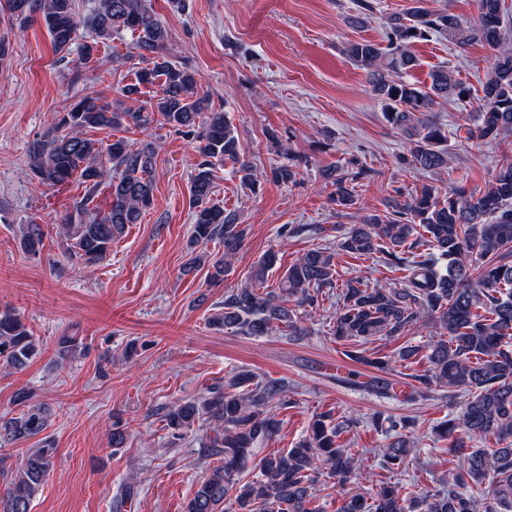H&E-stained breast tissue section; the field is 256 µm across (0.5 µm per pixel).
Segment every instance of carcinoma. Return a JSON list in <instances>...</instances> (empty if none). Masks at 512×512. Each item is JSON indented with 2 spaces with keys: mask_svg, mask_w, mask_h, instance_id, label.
<instances>
[{
  "mask_svg": "<svg viewBox=\"0 0 512 512\" xmlns=\"http://www.w3.org/2000/svg\"><path fill=\"white\" fill-rule=\"evenodd\" d=\"M410 2L404 12L385 21V42L351 41L344 54L365 72L386 120L407 136L409 162L437 172L448 168L450 158L448 134L436 120L435 106L450 96L467 99L470 88L446 66L431 73L428 85L408 81L406 75L418 65L412 47L435 34H453L461 47L477 41L493 52L478 121L467 134L476 140L505 142L512 139V23L502 0H477L478 19L466 29L448 10L431 7L429 0ZM0 10L11 21L40 16L59 52L69 51L79 27H85L91 33V42L81 50L86 63L98 44L128 31L135 36L128 58H138L142 67L135 72L136 81L122 89L123 96L134 99L141 88L159 84L153 100L136 108H117L98 93L87 94L29 147L30 169L39 185H63L73 178L85 185L86 194L59 223L66 253L87 266L100 263L112 242L129 225L140 223L154 203V142L118 138L106 145L89 133L144 131L158 115L190 134L201 129V160L191 181L192 239L222 240L224 256L212 263L210 278L224 279L244 246L247 227L239 224L236 211L210 203L214 162L235 164L242 186L250 190L257 176L224 113L211 109L209 99L199 92L196 72L168 59V30L147 0H98L82 20L76 0H4ZM300 163L299 159L271 167L270 179L295 183ZM368 172L363 166L355 172L342 165L322 170L324 186L332 187L329 200L336 212L345 214L354 207L366 211L337 248L354 258L382 255L387 265L403 272V284L387 288L348 281L333 335L338 341L364 344L376 336H401L427 315L439 338L428 346L427 369L413 376L403 397L410 402L427 400L433 388L445 386L464 391L468 398L457 416L432 429L435 437L449 442L448 453L458 457L457 466L448 472V489L403 493L387 485L374 497L359 490L340 492L336 512H476L480 500L483 512H512V160L493 170L478 193L453 189L442 197L435 186L424 184L403 200H387L382 212L358 206L356 182ZM101 187L111 197L105 213L90 206ZM21 244L25 251L37 253L43 246L41 226L22 225ZM335 256L322 248L303 252L273 290L263 284L276 255L263 256L249 271L246 285L225 294L224 309L212 314L209 324L243 336L273 331L304 335L288 302L313 306L318 293L335 282ZM419 351L418 346H407L395 355L371 357L354 349L345 356L380 372L371 379L369 390L389 397L397 395L396 386L385 374L397 361H407ZM35 352V337L20 317L0 311V365L23 369ZM16 401L25 409L0 421V439L36 438L38 447L28 449L17 478L0 489V512H30L55 465L56 448L44 435L48 410L29 403L25 391L17 393ZM289 403L287 385L258 381L253 373L240 371L205 396L167 409L164 421L172 433L178 435L202 418L213 432L204 447L217 457L216 464L198 484L186 512H323L321 478L342 487L361 467V460L338 442L342 431L357 422L353 417L335 423L328 414L316 415L302 444L262 457L254 478L243 477L255 447L278 432V410ZM375 425L395 432L382 455V468L392 472L414 458L417 449L403 436L415 427L414 420L387 422L378 415ZM490 436L498 447L468 450L465 438Z\"/></svg>",
  "mask_w": 512,
  "mask_h": 512,
  "instance_id": "obj_1",
  "label": "carcinoma"
}]
</instances>
